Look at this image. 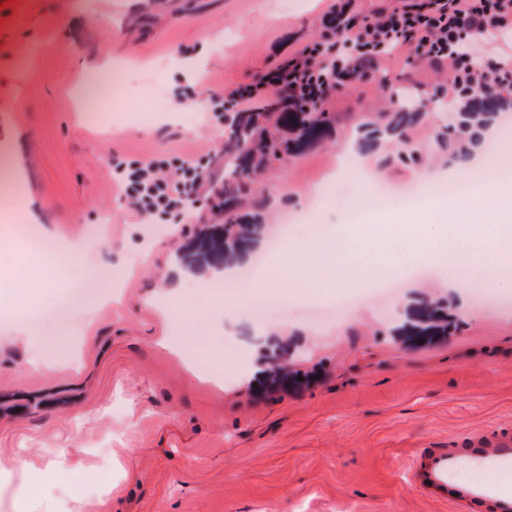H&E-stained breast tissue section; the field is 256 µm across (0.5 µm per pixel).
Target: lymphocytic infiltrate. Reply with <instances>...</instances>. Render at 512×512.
Masks as SVG:
<instances>
[{"label":"lymphocytic infiltrate","mask_w":512,"mask_h":512,"mask_svg":"<svg viewBox=\"0 0 512 512\" xmlns=\"http://www.w3.org/2000/svg\"><path fill=\"white\" fill-rule=\"evenodd\" d=\"M324 26L325 41L306 43L259 82L236 89L238 111L255 112L269 101L286 110L322 111L332 90L408 47L447 62L450 96L480 83L512 84V0H431L423 9L396 7L361 22L339 8ZM112 174L144 216L178 217L205 188L198 160L181 156L140 163L116 157Z\"/></svg>","instance_id":"f902f5d3"}]
</instances>
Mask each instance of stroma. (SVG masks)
<instances>
[{"instance_id": "stroma-1", "label": "stroma", "mask_w": 512, "mask_h": 512, "mask_svg": "<svg viewBox=\"0 0 512 512\" xmlns=\"http://www.w3.org/2000/svg\"><path fill=\"white\" fill-rule=\"evenodd\" d=\"M16 0L0 10V148L14 147L25 170L14 180L0 167V199L37 215L33 226L53 248L78 243L84 259L53 269L49 286L27 303L0 300V468L14 477L49 468L66 449L79 473L44 483L28 512H499L512 504V316L503 308L512 280L493 277L499 260L482 251L473 267L488 276L482 302L459 286L441 290L448 268L409 276L391 261V243L362 240L378 276L399 280L397 296L364 301L334 319L302 308L370 286L365 275L341 287H282L294 302L283 319L256 321L242 310L254 291L209 314L191 295L213 271H187L175 253L201 225L218 220L209 199L177 224L139 222L112 181V159L196 155L223 177L216 150L220 125L200 104L178 106L176 87L204 69L197 95L231 94L278 58L322 38L333 8L373 17L398 0ZM106 95L76 91L102 59ZM421 98L448 95V68L429 61H388L333 94L326 140L270 161L259 176L265 218L287 227L294 244L311 242L295 216L310 193L340 173L345 187L319 222L326 237L341 224H396L408 206L376 199L350 212L363 192L357 168H339L362 115L394 111V90ZM130 108L117 114L112 101ZM458 105L429 110L409 131L429 161L384 163L368 154L370 174L394 186L442 174L432 147L451 133ZM124 126L126 134L110 130ZM123 273L109 302L71 318L55 352L46 312L98 271ZM181 279L186 324L196 348H177L174 324L154 301L159 283ZM448 308V333L421 344L399 335L413 307ZM293 350L308 384L265 393L256 387L262 349ZM448 455L447 495L423 488L416 473L428 451Z\"/></svg>"}]
</instances>
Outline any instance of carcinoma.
I'll use <instances>...</instances> for the list:
<instances>
[{"label": "carcinoma", "instance_id": "carcinoma-1", "mask_svg": "<svg viewBox=\"0 0 512 512\" xmlns=\"http://www.w3.org/2000/svg\"><path fill=\"white\" fill-rule=\"evenodd\" d=\"M496 99L470 96L459 113L457 134L448 139V159L460 169H468L472 149L482 145L483 134L497 113L512 110V86L495 90ZM399 111L390 114L382 124L380 118L363 117L359 150L375 151L385 137H403L406 129L424 119L417 111L418 100L410 95L399 99ZM260 112H240L224 133V223L207 224L197 248L192 253H178L176 260L189 269L210 268L215 272L237 262L242 252L259 241L264 234L262 213L247 210L243 200L252 192V176L256 168L272 159L303 151L318 142L327 132L332 119L326 112H278L275 131L259 124ZM406 334L424 340L448 334L442 307L424 304L418 307L414 322ZM268 385H288V367L274 363L265 370Z\"/></svg>", "mask_w": 512, "mask_h": 512}]
</instances>
